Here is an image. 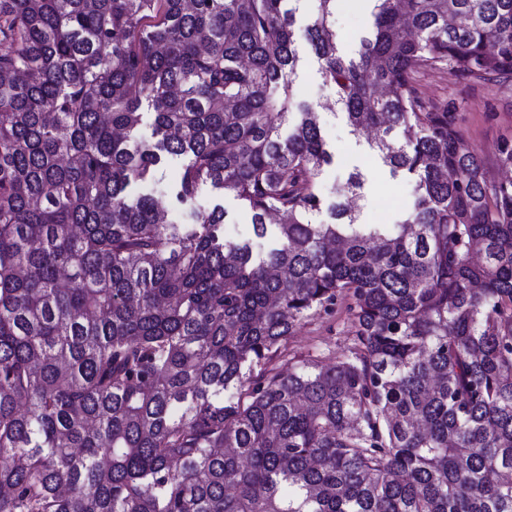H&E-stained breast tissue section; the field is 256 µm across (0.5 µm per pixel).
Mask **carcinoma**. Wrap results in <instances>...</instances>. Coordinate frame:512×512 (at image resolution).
I'll return each mask as SVG.
<instances>
[{"label": "carcinoma", "mask_w": 512, "mask_h": 512, "mask_svg": "<svg viewBox=\"0 0 512 512\" xmlns=\"http://www.w3.org/2000/svg\"><path fill=\"white\" fill-rule=\"evenodd\" d=\"M317 2L336 104L415 181L398 224L359 223V173L310 220L288 0H0V512H512V181L412 85L512 75V0H372L351 59ZM166 155L254 237L135 193ZM339 299L347 350L288 354ZM215 204L224 206L227 215L224 223V233L228 237H250L252 224L249 214L241 207L239 202L230 194L217 193L204 189L195 202L198 211H209Z\"/></svg>", "instance_id": "cac0c4a2"}]
</instances>
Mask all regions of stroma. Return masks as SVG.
<instances>
[{"mask_svg": "<svg viewBox=\"0 0 512 512\" xmlns=\"http://www.w3.org/2000/svg\"><path fill=\"white\" fill-rule=\"evenodd\" d=\"M316 0H290L295 13L298 36L295 49L300 62L294 78L297 100L311 104L319 117L322 134L334 155L330 166L319 178L322 208L313 216L314 222H330V206L336 199L337 187L354 171L363 175L359 200L360 219L368 224H395L402 221L412 200L414 184L404 174H392L389 167L367 148L363 137L352 132L336 98L332 84L326 83L320 65L308 41L305 27L316 14ZM371 0H336L333 28L340 53L357 56L364 37L368 36L373 17ZM414 85L426 100L448 108L456 117V126L463 146L485 161L490 179L500 181L507 173L496 163L500 142L512 140V79L493 81L472 79L461 73H449L447 66L421 71ZM223 205L226 211L224 233L229 237L252 234L249 214L229 194L206 189L198 196L199 211ZM351 321L346 301H338L328 315L305 319L290 336L286 348L298 355L340 356L350 343Z\"/></svg>", "mask_w": 512, "mask_h": 512, "instance_id": "stroma-1", "label": "stroma"}]
</instances>
